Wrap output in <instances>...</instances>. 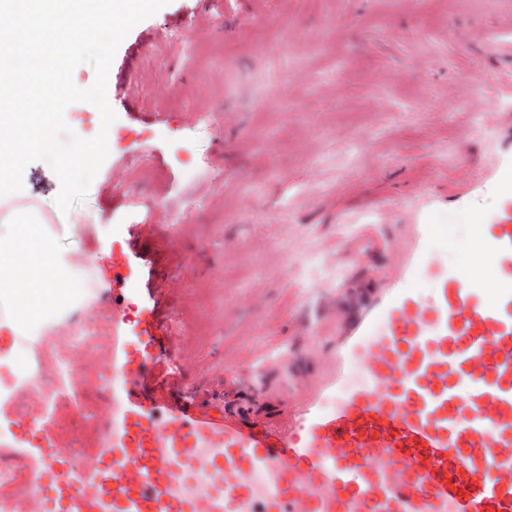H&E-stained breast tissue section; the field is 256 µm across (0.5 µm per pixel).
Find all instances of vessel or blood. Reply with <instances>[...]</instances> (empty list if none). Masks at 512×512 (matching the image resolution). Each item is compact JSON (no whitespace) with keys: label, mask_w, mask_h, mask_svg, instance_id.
Wrapping results in <instances>:
<instances>
[{"label":"vessel or blood","mask_w":512,"mask_h":512,"mask_svg":"<svg viewBox=\"0 0 512 512\" xmlns=\"http://www.w3.org/2000/svg\"><path fill=\"white\" fill-rule=\"evenodd\" d=\"M501 140L480 161L504 191L495 217L472 219L477 249L444 264L426 248L429 224L406 225L383 268L355 246L348 263L369 285L327 278L331 350H286L238 374L224 425L199 419L208 396L177 399L165 420L125 402L112 417L123 446L75 467L67 444L39 441L51 429L40 407L0 419L45 472L41 498L8 512H512V125ZM417 274L436 296L408 287ZM152 358L127 344L103 375L128 385ZM201 436L223 457L193 448ZM186 469L218 470L223 496L183 493Z\"/></svg>","instance_id":"1"}]
</instances>
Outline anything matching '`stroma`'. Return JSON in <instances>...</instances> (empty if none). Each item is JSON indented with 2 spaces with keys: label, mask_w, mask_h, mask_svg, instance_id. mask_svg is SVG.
<instances>
[{
  "label": "stroma",
  "mask_w": 512,
  "mask_h": 512,
  "mask_svg": "<svg viewBox=\"0 0 512 512\" xmlns=\"http://www.w3.org/2000/svg\"><path fill=\"white\" fill-rule=\"evenodd\" d=\"M512 0H170L125 37L109 84L131 79L112 102L110 132L122 133L86 197L69 212L55 203L60 182L30 163L20 192L0 198L8 238L69 269L88 257L71 295L26 325L34 332L93 299L105 324L84 353L82 381L97 387L114 343L136 340L109 322L111 279L99 261L126 269L124 297L155 315L162 355L117 387L118 397L166 411L173 388L207 396L224 374L276 356L286 345L330 349L333 326L306 289L325 256L348 252L351 224L385 209V237L403 231L423 198L420 223L432 249L460 260L471 245L457 205L494 215L499 188L466 191L464 174L497 143L464 94L470 84L512 109ZM395 78L379 85L376 71ZM124 170L120 194L109 188ZM27 216L34 230L19 234ZM151 225L153 239H137ZM188 373L165 379L176 358ZM98 402L74 422L58 399L53 434L80 452L97 448Z\"/></svg>",
  "instance_id": "obj_1"
}]
</instances>
